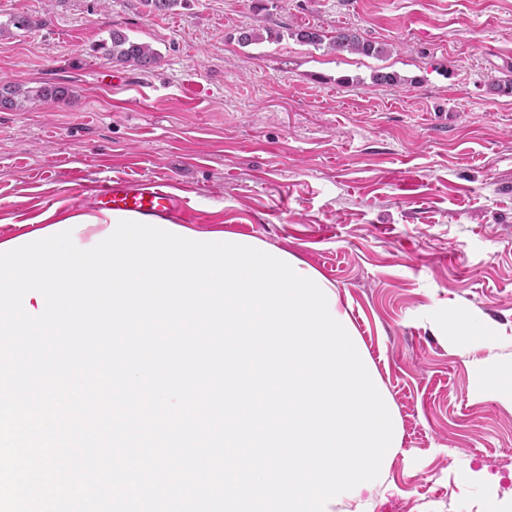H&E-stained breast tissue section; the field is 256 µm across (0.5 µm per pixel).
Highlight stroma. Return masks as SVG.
Here are the masks:
<instances>
[{"label": "stroma", "mask_w": 512, "mask_h": 512, "mask_svg": "<svg viewBox=\"0 0 512 512\" xmlns=\"http://www.w3.org/2000/svg\"><path fill=\"white\" fill-rule=\"evenodd\" d=\"M0 83L61 82L60 103L0 110V235L76 181L174 182L198 230L256 237L332 282L400 421L374 512L512 503V409L473 395L433 306L512 352V0H0ZM357 30L384 57L299 42ZM256 28L260 42L243 44ZM119 29L163 56L143 72L93 47ZM382 69L394 85L375 84ZM484 480L463 479V468Z\"/></svg>", "instance_id": "obj_1"}]
</instances>
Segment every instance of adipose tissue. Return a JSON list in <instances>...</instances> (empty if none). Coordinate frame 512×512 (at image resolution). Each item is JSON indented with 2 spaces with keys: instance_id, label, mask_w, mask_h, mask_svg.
Returning <instances> with one entry per match:
<instances>
[{
  "instance_id": "adipose-tissue-1",
  "label": "adipose tissue",
  "mask_w": 512,
  "mask_h": 512,
  "mask_svg": "<svg viewBox=\"0 0 512 512\" xmlns=\"http://www.w3.org/2000/svg\"><path fill=\"white\" fill-rule=\"evenodd\" d=\"M434 320L444 323L449 347L456 354L469 358L476 397L491 396L512 408V354L491 350L483 358L470 359L471 350L481 341L480 326L468 323L466 315L463 314L450 321L438 311L434 314Z\"/></svg>"
}]
</instances>
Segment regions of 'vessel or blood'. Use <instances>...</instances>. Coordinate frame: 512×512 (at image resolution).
<instances>
[{
	"mask_svg": "<svg viewBox=\"0 0 512 512\" xmlns=\"http://www.w3.org/2000/svg\"><path fill=\"white\" fill-rule=\"evenodd\" d=\"M94 198L100 211L167 217L180 210L169 182L164 180L118 179L95 190Z\"/></svg>",
	"mask_w": 512,
	"mask_h": 512,
	"instance_id": "1",
	"label": "vessel or blood"
}]
</instances>
